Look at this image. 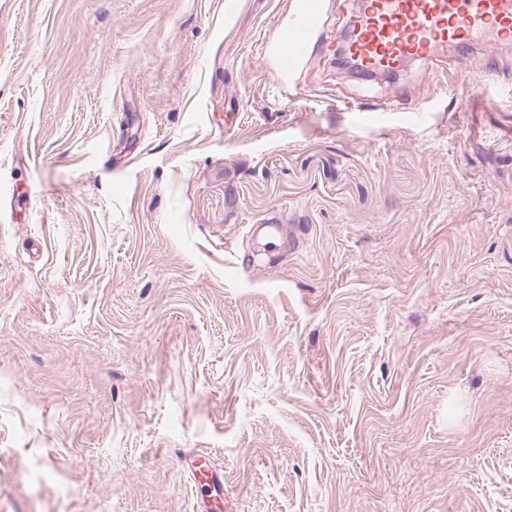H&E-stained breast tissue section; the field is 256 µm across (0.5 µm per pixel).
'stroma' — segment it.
Here are the masks:
<instances>
[{
	"label": "stroma",
	"mask_w": 512,
	"mask_h": 512,
	"mask_svg": "<svg viewBox=\"0 0 512 512\" xmlns=\"http://www.w3.org/2000/svg\"><path fill=\"white\" fill-rule=\"evenodd\" d=\"M284 2L0 0V512H512V45L284 90ZM191 479L200 486L213 488L217 494L224 484V474L216 469L210 460L203 456L190 455L183 457Z\"/></svg>",
	"instance_id": "stroma-1"
}]
</instances>
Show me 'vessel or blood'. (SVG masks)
Returning <instances> with one entry per match:
<instances>
[{"label":"vessel or blood","instance_id":"1","mask_svg":"<svg viewBox=\"0 0 512 512\" xmlns=\"http://www.w3.org/2000/svg\"><path fill=\"white\" fill-rule=\"evenodd\" d=\"M286 9L287 23L262 44L264 63L282 85L325 40L322 0H288ZM350 26L342 47L361 72L396 75L414 60L437 64L443 47L464 56L511 43L512 0H365ZM183 462L197 485L222 488L224 475L208 458Z\"/></svg>","mask_w":512,"mask_h":512}]
</instances>
